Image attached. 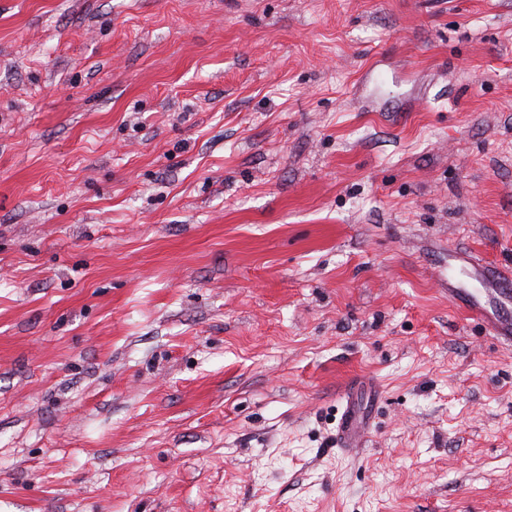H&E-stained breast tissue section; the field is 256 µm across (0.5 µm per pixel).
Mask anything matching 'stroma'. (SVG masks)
Listing matches in <instances>:
<instances>
[{
	"mask_svg": "<svg viewBox=\"0 0 512 512\" xmlns=\"http://www.w3.org/2000/svg\"><path fill=\"white\" fill-rule=\"evenodd\" d=\"M484 267L512 0H0V512H512Z\"/></svg>",
	"mask_w": 512,
	"mask_h": 512,
	"instance_id": "1",
	"label": "stroma"
}]
</instances>
